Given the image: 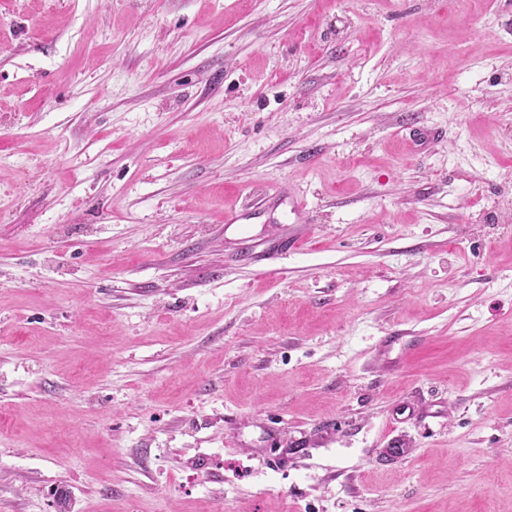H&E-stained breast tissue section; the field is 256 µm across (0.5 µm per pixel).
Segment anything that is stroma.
<instances>
[{
  "instance_id": "stroma-1",
  "label": "stroma",
  "mask_w": 512,
  "mask_h": 512,
  "mask_svg": "<svg viewBox=\"0 0 512 512\" xmlns=\"http://www.w3.org/2000/svg\"><path fill=\"white\" fill-rule=\"evenodd\" d=\"M63 491L512 512V0H0V512Z\"/></svg>"
}]
</instances>
